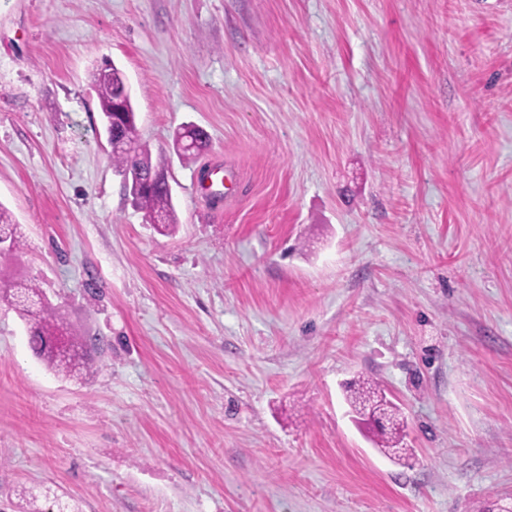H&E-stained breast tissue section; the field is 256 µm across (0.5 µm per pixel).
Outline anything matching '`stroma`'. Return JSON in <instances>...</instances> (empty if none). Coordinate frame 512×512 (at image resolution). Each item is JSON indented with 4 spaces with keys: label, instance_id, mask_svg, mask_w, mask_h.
Here are the masks:
<instances>
[{
    "label": "stroma",
    "instance_id": "stroma-1",
    "mask_svg": "<svg viewBox=\"0 0 512 512\" xmlns=\"http://www.w3.org/2000/svg\"><path fill=\"white\" fill-rule=\"evenodd\" d=\"M167 165L155 232L91 71ZM209 144L183 158L175 132ZM231 186L193 191L203 170ZM0 512H490L512 497V0H0ZM377 379L409 459L351 420ZM110 69L108 76L103 70ZM126 82L123 72L109 61H104L93 73L92 86L99 100L104 121L110 116L115 91ZM62 318L56 308L47 306L36 326L30 328L29 343L35 355L55 372L74 377L71 364L52 352V337L61 328Z\"/></svg>",
    "mask_w": 512,
    "mask_h": 512
}]
</instances>
